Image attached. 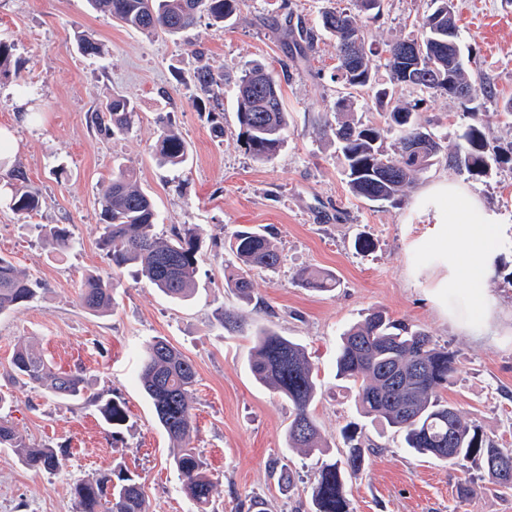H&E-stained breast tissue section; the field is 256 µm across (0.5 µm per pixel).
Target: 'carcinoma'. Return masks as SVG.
<instances>
[{"label":"carcinoma","mask_w":512,"mask_h":512,"mask_svg":"<svg viewBox=\"0 0 512 512\" xmlns=\"http://www.w3.org/2000/svg\"><path fill=\"white\" fill-rule=\"evenodd\" d=\"M241 0H90L91 6L108 12L129 28L148 36L178 37L202 16L214 24L231 19ZM433 10L422 24V40L403 39L393 45H415L421 68L410 79L402 75L404 63L387 58L390 81L396 85L450 94L452 85L470 86L465 67L451 65L448 29L458 32L451 0H431ZM319 29L337 43L333 79L355 91L371 89L376 82L372 57L378 50L365 45L356 18L344 10H327L320 17ZM292 59H304L314 47L317 31L304 26L289 29ZM78 49L88 57H98L103 44L90 34L77 36ZM197 87L209 100L223 94L224 76L203 64L196 72ZM375 96L386 107L385 126L366 124L353 118V102L343 98L336 103L333 119L325 120L339 143L344 173L350 192L371 202L395 203L405 187L437 161L441 144L424 132L414 120L421 100L406 102L388 88ZM236 117L240 136L252 157L271 161L283 147L288 127L281 86L273 72L260 64L246 69L236 83ZM136 110L123 95H114L102 110L91 115L98 128L108 132L129 129ZM160 133L153 153L161 165L177 166L187 160L185 141L167 116L158 114ZM398 132L399 147L383 149L385 134ZM464 144L448 154V164L471 177H480L489 165L488 142L482 127L471 124L463 135ZM12 176L19 186L11 189L10 209L32 216L42 207L40 192L25 185L24 172L15 167ZM100 217L103 234L100 247L116 268L133 267L138 277L158 288L167 297L182 300L191 295L198 265V228L183 224L171 229L166 238L155 232L157 213L151 197L133 180V173L121 166L112 172L102 194ZM235 261L229 266V284L239 298L248 300L253 292L251 274L276 272L281 253L261 227H242L229 241ZM302 285L315 291H328L336 279L323 273L300 277ZM41 283L20 271L10 259L0 255V314L23 307L40 293ZM81 306L91 313H105L112 306L110 282L99 275H88L81 284ZM255 346L249 360L253 377L262 385L285 396L293 407L288 424V447L307 454L325 455L312 407L317 397V374L305 348L261 327L254 333ZM11 365L12 379L47 389L53 396L73 402L95 403L102 420L116 429L128 414L124 403L100 395L88 396L82 373L59 372L27 342L16 345ZM455 355L421 329L399 323L383 311H373L349 328L336 355V377L357 388L359 412L371 422L403 434L406 447L419 454L446 460L461 469L475 461L489 483L512 488V448L500 446L476 425L467 421L442 392L455 372ZM139 383L152 403L159 424L174 443L172 464L180 474L187 496L206 512L213 483L197 448L192 446L193 391L196 371L175 347L164 339L147 345L138 374ZM349 448L341 459L323 460L315 476L310 512H352L347 479L365 463V449L352 434L345 435ZM0 448H8L26 467L53 472L62 466L63 454L54 448H33L0 415ZM76 512H147L141 483L135 475L116 465L73 487Z\"/></svg>","instance_id":"1"}]
</instances>
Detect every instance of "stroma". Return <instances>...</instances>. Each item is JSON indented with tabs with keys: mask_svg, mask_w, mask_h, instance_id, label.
<instances>
[{
	"mask_svg": "<svg viewBox=\"0 0 512 512\" xmlns=\"http://www.w3.org/2000/svg\"><path fill=\"white\" fill-rule=\"evenodd\" d=\"M329 8L355 13L367 42L381 46L421 36L433 5L382 0L373 18L357 11L354 0H242L224 27L203 18L175 39L145 36L92 9L88 0H0V40L13 47L10 65L0 69V128L11 131L16 146L0 166V191L8 192L10 172L18 166L45 200L30 217L0 201V254L43 284L33 303L0 314V391L11 400L7 414L18 433L33 445L65 452L62 467L47 473L0 448V512H75L73 486L118 463L138 475L148 512H195L171 463V442L137 382L144 347L157 337L197 372L192 444L213 483L212 512H236L239 503L253 499L271 512H307L320 462L289 447L291 405L250 372L259 325L304 345L315 364L321 394L313 412L328 459L344 454V427L356 428L367 456L348 483L353 512H512V488L488 484L479 464L464 473L404 448L401 436L359 414L355 388L336 377L342 334L371 311H383L454 353L457 371L444 398L512 448V335L479 341L449 323L436 292L448 262L419 247L430 226L415 207L424 188L451 177L469 184L498 215L486 288L503 316L511 317L512 167L493 161L485 175L473 178L449 167L445 155L475 122L490 145L512 143V114L505 108L512 100V0H454L458 41L473 58L471 93L458 100L402 91L403 100L419 101L417 121L438 139L444 156L394 205L353 196L343 159L321 132L323 117L348 95L358 119L383 124L373 95L348 93L333 81V37L321 34L300 62L292 60L283 34L285 16L314 27ZM80 32L103 43L102 56L78 52ZM203 61L224 77L214 115L193 104ZM256 64L281 75L288 111L286 142L267 163L248 152L236 118L234 84ZM117 94L134 101L137 114L128 131L108 136L90 116ZM161 112L190 147L183 165L161 167L153 157ZM218 123L224 127L220 137L213 131ZM120 165L134 171L153 199L158 234L182 224L200 230L197 290L187 300H170L130 271L112 269L99 247L101 189ZM58 224L72 236L63 251L48 239ZM242 226L268 228L283 258L277 272L253 273L248 302L224 279L230 235ZM359 237L371 240L372 248L357 250ZM312 270L333 275L336 288L303 287L299 273ZM91 274L114 285L106 313L80 304L81 282ZM226 310L238 315L239 331L220 326ZM21 340L57 370L82 372L89 394L124 402L125 426L112 431L93 403L62 401L45 388L13 382L10 358ZM276 465L292 471L291 491L280 489ZM469 480L474 493L461 495Z\"/></svg>",
	"mask_w": 512,
	"mask_h": 512,
	"instance_id": "obj_1",
	"label": "stroma"
}]
</instances>
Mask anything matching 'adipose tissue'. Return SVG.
Here are the masks:
<instances>
[{
	"label": "adipose tissue",
	"instance_id": "adipose-tissue-1",
	"mask_svg": "<svg viewBox=\"0 0 512 512\" xmlns=\"http://www.w3.org/2000/svg\"><path fill=\"white\" fill-rule=\"evenodd\" d=\"M430 205L433 227L425 243L448 259V273L439 281L448 301V320L469 335L495 336L508 331L485 288L490 273L488 240L497 219L461 182L448 178L427 187L419 197Z\"/></svg>",
	"mask_w": 512,
	"mask_h": 512
}]
</instances>
